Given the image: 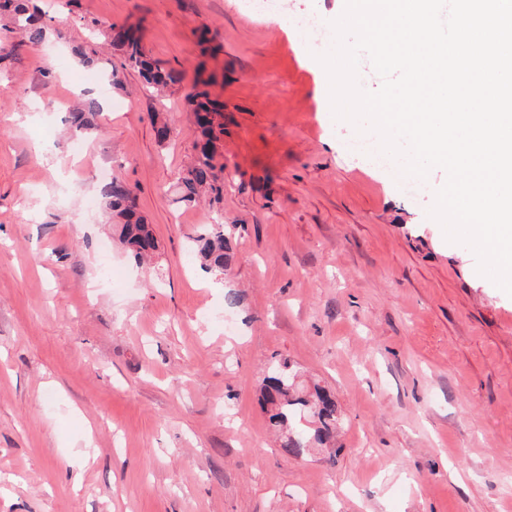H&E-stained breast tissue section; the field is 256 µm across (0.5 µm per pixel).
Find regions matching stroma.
<instances>
[{"label": "stroma", "instance_id": "obj_1", "mask_svg": "<svg viewBox=\"0 0 512 512\" xmlns=\"http://www.w3.org/2000/svg\"><path fill=\"white\" fill-rule=\"evenodd\" d=\"M334 5L56 0L39 47L0 19V512H512V297L429 217L442 169L405 197L321 111L288 16ZM115 25L181 83L142 89ZM202 70L223 199L177 207ZM87 99L104 112L80 132ZM115 177L153 226L149 263L87 208ZM218 223L238 253L221 279L191 249ZM283 359L334 395L333 453L280 448L260 395ZM99 114L96 103L85 102L81 107H77L70 113V123L78 130H93L97 126L94 123V118Z\"/></svg>", "mask_w": 512, "mask_h": 512}]
</instances>
